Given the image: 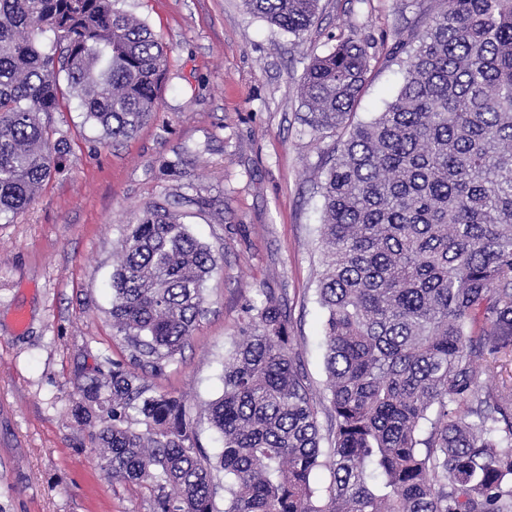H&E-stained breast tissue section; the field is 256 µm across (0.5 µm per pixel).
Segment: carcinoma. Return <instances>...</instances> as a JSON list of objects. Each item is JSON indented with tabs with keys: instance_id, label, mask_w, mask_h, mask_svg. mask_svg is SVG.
Instances as JSON below:
<instances>
[{
	"instance_id": "carcinoma-1",
	"label": "carcinoma",
	"mask_w": 512,
	"mask_h": 512,
	"mask_svg": "<svg viewBox=\"0 0 512 512\" xmlns=\"http://www.w3.org/2000/svg\"><path fill=\"white\" fill-rule=\"evenodd\" d=\"M319 2L243 0L297 38ZM118 4L0 0L1 216L66 167L49 116L69 100L114 141L158 111L166 47ZM404 48L397 95L349 127L320 182L328 436L285 304L266 294L208 407L224 512H512V383L485 389L478 371L512 358V0H442ZM369 66L354 35L312 58L299 87L312 135L346 127ZM216 267L163 204L129 225L111 315L134 361L175 360ZM75 416L94 422L112 481L147 488L156 512H215L181 399L109 360Z\"/></svg>"
}]
</instances>
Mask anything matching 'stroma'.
<instances>
[{
    "instance_id": "stroma-1",
    "label": "stroma",
    "mask_w": 512,
    "mask_h": 512,
    "mask_svg": "<svg viewBox=\"0 0 512 512\" xmlns=\"http://www.w3.org/2000/svg\"><path fill=\"white\" fill-rule=\"evenodd\" d=\"M168 47L158 112L129 140H101L78 106L53 113L66 168L31 206L0 219V512H153L149 490L112 482L89 427L71 408L105 361L131 364L112 326V270L129 224L174 201L180 221L218 267L206 310L162 371L141 367L152 392L184 400L210 460L222 443L206 409L224 391V358L245 308L274 292L293 347L323 396L319 225L323 151L298 96L313 55L357 33L373 45L370 75L349 124L370 120L403 81L392 53L422 32L439 0H320L295 37L242 0H122Z\"/></svg>"
}]
</instances>
